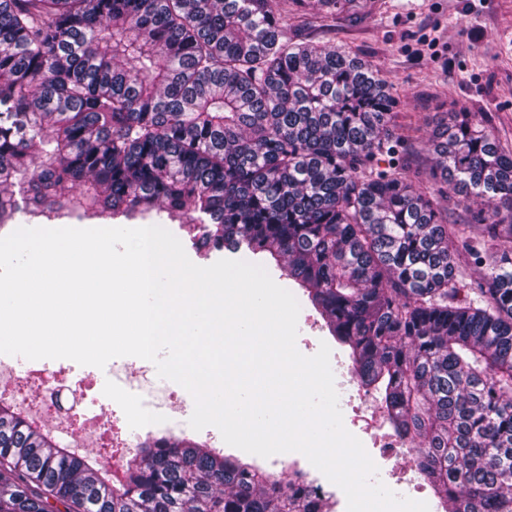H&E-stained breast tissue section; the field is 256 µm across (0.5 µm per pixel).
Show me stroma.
Instances as JSON below:
<instances>
[{"mask_svg":"<svg viewBox=\"0 0 512 512\" xmlns=\"http://www.w3.org/2000/svg\"><path fill=\"white\" fill-rule=\"evenodd\" d=\"M280 8L288 16L289 34L348 47L384 73L398 101L392 123L395 157L423 188L431 186L432 132L450 112L491 113L497 137L512 144V0H350L333 15L302 8L295 0H280ZM4 361L0 400L23 413L31 400L26 377L67 378L70 389L62 402L70 417L61 422L40 415L36 421L54 441L97 458L106 470L127 468L147 438L166 434L204 443L215 432L211 426L190 427L188 408L194 400L171 380L163 385L173 407L156 412L142 408L128 390L113 388L107 370L69 359L30 360L22 369L14 356ZM350 394L343 423L377 465L378 480L407 482L411 498L436 505L408 457L387 448L388 426L358 424L360 415L376 408L374 396L356 386Z\"/></svg>","mask_w":512,"mask_h":512,"instance_id":"35a3bbf8","label":"stroma"}]
</instances>
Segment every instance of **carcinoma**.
<instances>
[{
	"label": "carcinoma",
	"instance_id": "carcinoma-1",
	"mask_svg": "<svg viewBox=\"0 0 512 512\" xmlns=\"http://www.w3.org/2000/svg\"><path fill=\"white\" fill-rule=\"evenodd\" d=\"M362 67L288 35L277 0H0V224L165 212L199 248L264 255L444 512H512V144L488 112L437 126L432 179L482 204L445 223L402 166L370 170L394 100ZM139 454L113 483L0 405V512H330L298 470L170 436Z\"/></svg>",
	"mask_w": 512,
	"mask_h": 512
}]
</instances>
